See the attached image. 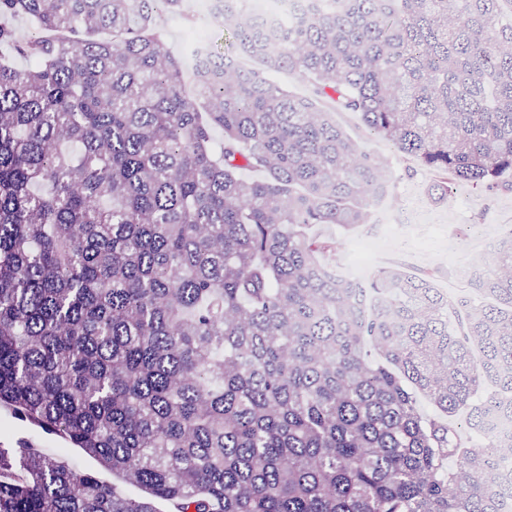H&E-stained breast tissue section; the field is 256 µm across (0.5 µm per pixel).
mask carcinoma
Here are the masks:
<instances>
[{
    "mask_svg": "<svg viewBox=\"0 0 512 512\" xmlns=\"http://www.w3.org/2000/svg\"><path fill=\"white\" fill-rule=\"evenodd\" d=\"M511 4L322 0L278 32L224 7L238 52L311 99L216 50L187 93L153 26L192 25L188 0H0V407L146 492L22 443L0 512H503L512 436L470 431L512 414V235L455 333L431 278L354 287L306 228L365 223L387 173L337 111L443 184L512 172Z\"/></svg>",
    "mask_w": 512,
    "mask_h": 512,
    "instance_id": "carcinoma-1",
    "label": "carcinoma"
}]
</instances>
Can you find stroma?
Segmentation results:
<instances>
[{
  "label": "stroma",
  "instance_id": "1",
  "mask_svg": "<svg viewBox=\"0 0 512 512\" xmlns=\"http://www.w3.org/2000/svg\"><path fill=\"white\" fill-rule=\"evenodd\" d=\"M336 120L362 150L385 160L395 181V219L388 224L370 221L351 229L334 224L310 226L309 235L330 239L335 244L334 251L323 256V263L334 270L357 265L365 281L387 264L413 275L432 276L435 287L449 301L466 298L476 305L484 303L483 295L457 280L453 263L458 260L481 267L491 263V256L484 252L485 240L512 225V173L503 175L498 187L491 191L449 181L447 196L440 200L430 189L435 175L415 159L401 154L391 141L374 135L359 114L340 112ZM416 203L425 210L433 231L425 242L410 237L400 223L404 212ZM21 438L40 448L64 452L77 469L99 468L97 461L81 449L67 447L59 437L22 424L9 410L1 408L0 446L15 447Z\"/></svg>",
  "mask_w": 512,
  "mask_h": 512
}]
</instances>
